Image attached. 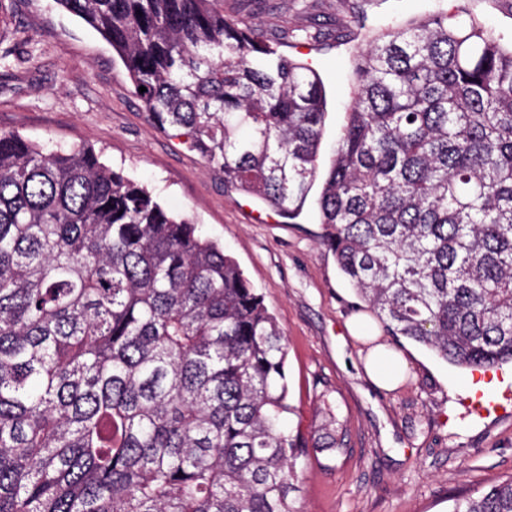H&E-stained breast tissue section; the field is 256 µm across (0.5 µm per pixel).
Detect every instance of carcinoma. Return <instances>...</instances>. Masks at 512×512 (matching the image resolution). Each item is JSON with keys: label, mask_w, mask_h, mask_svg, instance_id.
Listing matches in <instances>:
<instances>
[{"label": "carcinoma", "mask_w": 512, "mask_h": 512, "mask_svg": "<svg viewBox=\"0 0 512 512\" xmlns=\"http://www.w3.org/2000/svg\"><path fill=\"white\" fill-rule=\"evenodd\" d=\"M145 111L323 242L391 336L512 362V46L460 9L381 24L320 171L317 70L224 0H57ZM146 91L139 92V87ZM285 337L234 259L90 146L0 131V512H298ZM451 512H512V476Z\"/></svg>", "instance_id": "obj_1"}]
</instances>
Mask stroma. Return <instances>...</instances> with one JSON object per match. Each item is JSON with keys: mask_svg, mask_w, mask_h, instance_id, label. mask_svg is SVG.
<instances>
[{"mask_svg": "<svg viewBox=\"0 0 512 512\" xmlns=\"http://www.w3.org/2000/svg\"><path fill=\"white\" fill-rule=\"evenodd\" d=\"M433 6L434 0H308L300 12L290 0H224V14L266 40L301 28L317 32V39L287 50L312 63L324 82L330 142L351 97L352 56L368 32ZM470 8L502 42L512 41V0H470ZM0 47L15 51L0 68V131L93 146L166 209L197 224L237 261L286 338L294 408L288 425L313 431L328 404L345 422L347 457L332 463L313 453L300 464L299 512H449L455 498L512 476V413H473L465 369L373 321L369 335L402 354L409 368L391 392L367 376L361 345L345 326L365 304L321 240L314 201L286 220L226 182L189 143L155 125L111 45L55 0H0Z\"/></svg>", "mask_w": 512, "mask_h": 512, "instance_id": "1", "label": "stroma"}]
</instances>
